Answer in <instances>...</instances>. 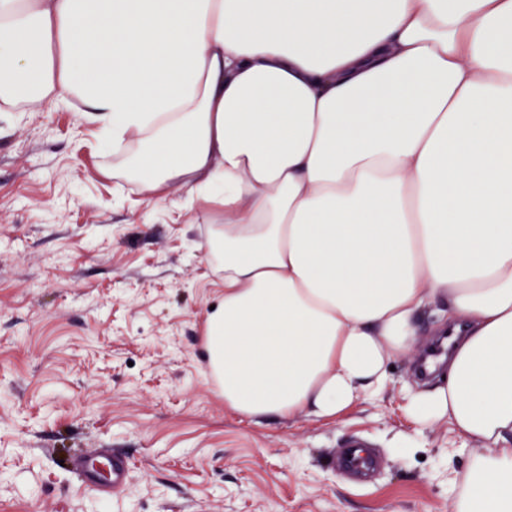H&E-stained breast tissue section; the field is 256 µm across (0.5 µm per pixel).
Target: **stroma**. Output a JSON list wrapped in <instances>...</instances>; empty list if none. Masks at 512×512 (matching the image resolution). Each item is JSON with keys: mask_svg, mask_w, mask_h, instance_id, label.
Returning <instances> with one entry per match:
<instances>
[{"mask_svg": "<svg viewBox=\"0 0 512 512\" xmlns=\"http://www.w3.org/2000/svg\"><path fill=\"white\" fill-rule=\"evenodd\" d=\"M181 197L113 177L84 113L0 112V512H454L478 442L405 411L440 315L379 395L250 422L206 376L222 217ZM104 448L129 463L113 492L70 465Z\"/></svg>", "mask_w": 512, "mask_h": 512, "instance_id": "stroma-1", "label": "stroma"}]
</instances>
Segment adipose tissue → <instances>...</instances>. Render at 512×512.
Returning a JSON list of instances; mask_svg holds the SVG:
<instances>
[{"label": "adipose tissue", "instance_id": "adipose-tissue-1", "mask_svg": "<svg viewBox=\"0 0 512 512\" xmlns=\"http://www.w3.org/2000/svg\"><path fill=\"white\" fill-rule=\"evenodd\" d=\"M89 114L112 173L223 209L226 406L333 418L439 309L411 420L481 440L455 512H512V0H0V112Z\"/></svg>", "mask_w": 512, "mask_h": 512}]
</instances>
